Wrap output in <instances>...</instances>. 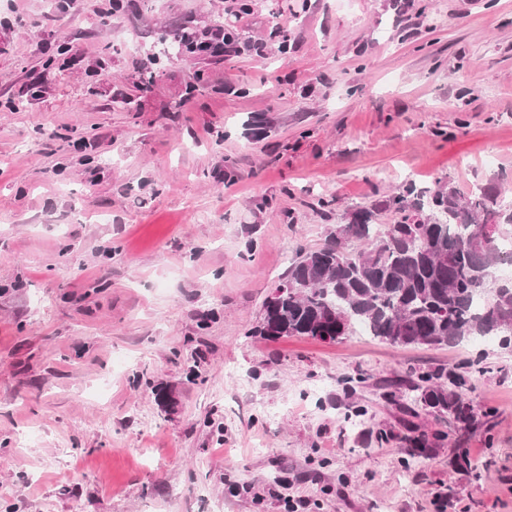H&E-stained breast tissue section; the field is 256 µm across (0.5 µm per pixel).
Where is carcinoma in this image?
<instances>
[{
	"label": "carcinoma",
	"instance_id": "1",
	"mask_svg": "<svg viewBox=\"0 0 512 512\" xmlns=\"http://www.w3.org/2000/svg\"><path fill=\"white\" fill-rule=\"evenodd\" d=\"M389 205L400 215L395 223L375 224L372 211L358 210L321 247L290 262L254 333L333 342L363 327L391 346H456L473 336L504 342L512 334V277L496 272L512 264L501 248L512 239V202L493 186L462 197L438 181L421 191L405 186ZM440 379L404 381L416 403L405 412L416 418L422 408L474 429L473 408ZM407 430L411 456L428 455L426 435L411 421Z\"/></svg>",
	"mask_w": 512,
	"mask_h": 512
}]
</instances>
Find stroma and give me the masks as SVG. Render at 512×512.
I'll list each match as a JSON object with an SVG mask.
<instances>
[{"instance_id": "stroma-1", "label": "stroma", "mask_w": 512, "mask_h": 512, "mask_svg": "<svg viewBox=\"0 0 512 512\" xmlns=\"http://www.w3.org/2000/svg\"><path fill=\"white\" fill-rule=\"evenodd\" d=\"M409 180L512 191V0H0V505L512 512V348L250 333ZM440 367L493 427L414 458L391 381ZM196 54H219L227 52L234 44L231 35L223 28H213L203 33V37L191 38Z\"/></svg>"}]
</instances>
